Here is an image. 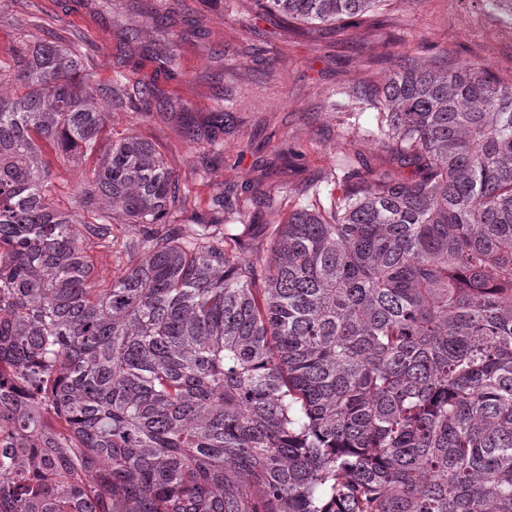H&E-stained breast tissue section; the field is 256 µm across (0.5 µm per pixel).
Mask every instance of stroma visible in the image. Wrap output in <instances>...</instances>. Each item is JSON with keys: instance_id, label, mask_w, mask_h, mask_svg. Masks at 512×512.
Masks as SVG:
<instances>
[{"instance_id": "1", "label": "stroma", "mask_w": 512, "mask_h": 512, "mask_svg": "<svg viewBox=\"0 0 512 512\" xmlns=\"http://www.w3.org/2000/svg\"><path fill=\"white\" fill-rule=\"evenodd\" d=\"M125 20L138 27L137 42L122 37ZM164 30L177 42L178 64L169 73L155 60ZM41 41L81 56L99 89L126 87L94 147L59 169L54 206L87 221L74 203L77 184L111 139L135 136L156 147L186 195L173 221L187 233L210 218L212 198L223 190L242 204L235 232L276 223L260 197L278 196L290 209L296 189L357 153L371 168L413 176V167L362 137L373 111L332 109L334 93L382 84L396 64L415 59L445 68L471 60L512 80V17L487 0H389L372 21L336 32L295 31L253 0H0V57ZM175 108L203 127L216 112L232 120L215 142L193 141L172 116ZM150 230L116 224L111 240L88 244L96 278L122 275L130 264L126 243Z\"/></svg>"}]
</instances>
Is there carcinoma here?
I'll return each instance as SVG.
<instances>
[{
	"label": "carcinoma",
	"mask_w": 512,
	"mask_h": 512,
	"mask_svg": "<svg viewBox=\"0 0 512 512\" xmlns=\"http://www.w3.org/2000/svg\"><path fill=\"white\" fill-rule=\"evenodd\" d=\"M262 2L334 29L385 0ZM80 71L51 42L0 61V512H512V82L396 65L352 98L416 177L347 158L260 240L222 192L169 234L162 155L112 141L87 232L154 231L107 285L51 205L46 150L74 163L110 115Z\"/></svg>",
	"instance_id": "cac0c4a2"
}]
</instances>
